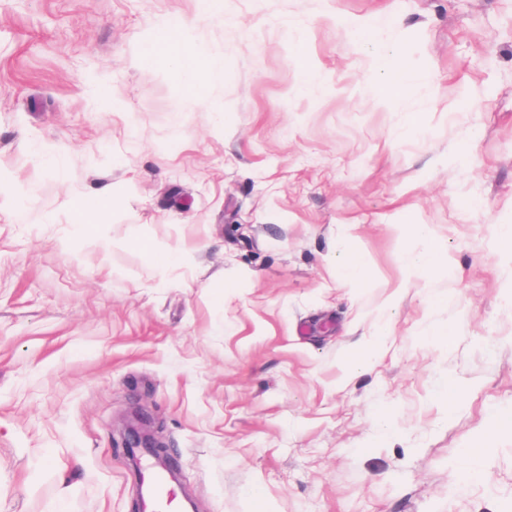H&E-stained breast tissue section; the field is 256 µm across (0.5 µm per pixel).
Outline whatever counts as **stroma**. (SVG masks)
I'll return each instance as SVG.
<instances>
[{
  "mask_svg": "<svg viewBox=\"0 0 512 512\" xmlns=\"http://www.w3.org/2000/svg\"><path fill=\"white\" fill-rule=\"evenodd\" d=\"M220 2L0 0V512H138V410L198 512H502L512 0ZM175 16L223 73L202 107L142 60ZM414 224L446 265L414 270ZM70 208L75 217L74 228L77 236H83L98 225H102L101 208L81 202H71ZM134 423L127 426L122 438V452L129 461L133 472L137 465V452L140 448L150 449L158 458L159 463L165 467L172 478L176 479L175 466L168 455H165L164 446L158 442L150 432L147 421L134 416Z\"/></svg>",
  "mask_w": 512,
  "mask_h": 512,
  "instance_id": "35a3bbf8",
  "label": "stroma"
}]
</instances>
